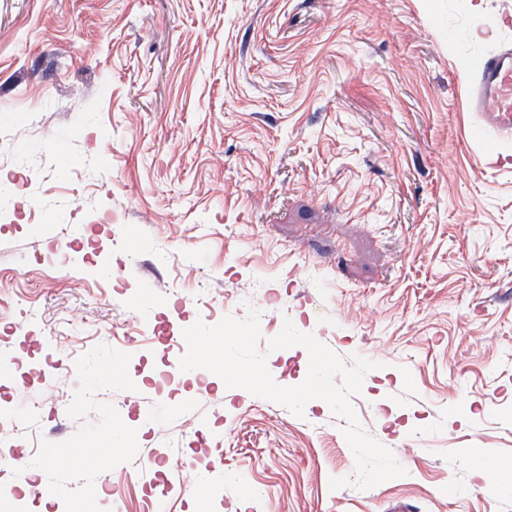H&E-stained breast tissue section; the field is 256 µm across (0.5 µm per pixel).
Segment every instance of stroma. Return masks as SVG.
Segmentation results:
<instances>
[{"mask_svg":"<svg viewBox=\"0 0 512 512\" xmlns=\"http://www.w3.org/2000/svg\"><path fill=\"white\" fill-rule=\"evenodd\" d=\"M505 44L512 0H0V456L60 490L24 512H155L161 477L165 512L198 483L207 512H512V175L462 66ZM250 305L377 362L351 402L405 476L331 489L356 461L325 401L171 370L158 334Z\"/></svg>","mask_w":512,"mask_h":512,"instance_id":"1","label":"stroma"}]
</instances>
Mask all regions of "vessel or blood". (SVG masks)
Listing matches in <instances>:
<instances>
[{"label":"vessel or blood","mask_w":512,"mask_h":512,"mask_svg":"<svg viewBox=\"0 0 512 512\" xmlns=\"http://www.w3.org/2000/svg\"><path fill=\"white\" fill-rule=\"evenodd\" d=\"M468 104L478 129L512 143V48L504 47L482 64L468 89Z\"/></svg>","instance_id":"vessel-or-blood-1"}]
</instances>
